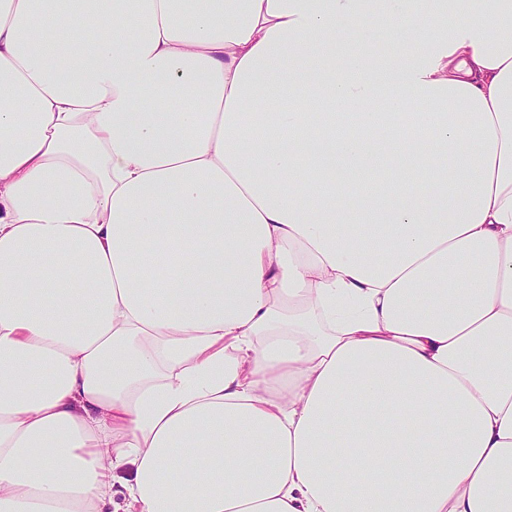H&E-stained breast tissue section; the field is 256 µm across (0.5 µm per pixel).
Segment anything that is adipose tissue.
<instances>
[{"label":"adipose tissue","mask_w":512,"mask_h":512,"mask_svg":"<svg viewBox=\"0 0 512 512\" xmlns=\"http://www.w3.org/2000/svg\"><path fill=\"white\" fill-rule=\"evenodd\" d=\"M0 512H512V0H0Z\"/></svg>","instance_id":"adipose-tissue-1"}]
</instances>
